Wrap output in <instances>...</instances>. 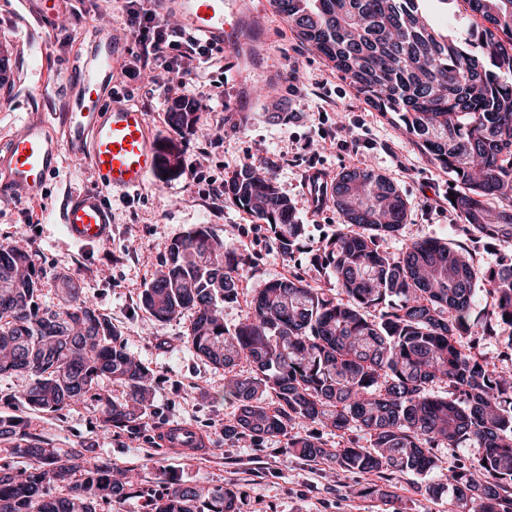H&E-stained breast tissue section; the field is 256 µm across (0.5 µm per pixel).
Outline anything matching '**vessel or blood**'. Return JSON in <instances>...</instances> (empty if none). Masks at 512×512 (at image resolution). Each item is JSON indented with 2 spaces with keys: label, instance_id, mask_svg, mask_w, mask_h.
I'll return each mask as SVG.
<instances>
[{
  "label": "vessel or blood",
  "instance_id": "obj_1",
  "mask_svg": "<svg viewBox=\"0 0 512 512\" xmlns=\"http://www.w3.org/2000/svg\"><path fill=\"white\" fill-rule=\"evenodd\" d=\"M162 14H177L184 29L225 48L231 63L250 60L259 17L246 0H155ZM126 34L102 30L72 81L64 119L24 122L19 134L0 144V194L34 199L63 156L88 162L97 175L94 187L65 195L55 221L73 243L112 240V210L107 199L143 187L158 167V134L146 112L112 94V64ZM193 429L166 426L160 440L167 448L195 439Z\"/></svg>",
  "mask_w": 512,
  "mask_h": 512
}]
</instances>
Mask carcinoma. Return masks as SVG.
<instances>
[{"instance_id": "carcinoma-1", "label": "carcinoma", "mask_w": 512, "mask_h": 512, "mask_svg": "<svg viewBox=\"0 0 512 512\" xmlns=\"http://www.w3.org/2000/svg\"><path fill=\"white\" fill-rule=\"evenodd\" d=\"M422 0H272L296 36L347 80L371 109L401 122L421 153L448 170L460 189L452 207L465 219L467 242L414 241L397 257L380 248L406 223L408 202L386 176L367 168L342 171L328 201L343 218L315 262L331 269L347 296L338 300L298 275L266 282L234 331L224 303L237 300L243 254L224 249L199 226L165 245L164 270L142 294L159 321L193 311V351L230 369L244 358L253 375L233 376L227 393L240 402L224 439L288 438V448L349 473L419 478L416 490L449 493L448 512H512V368L465 352L459 338L482 324L487 334L512 327V266L483 271L469 243L512 241V0H463L481 22L460 44L424 17ZM180 132L195 127L194 104L169 115ZM163 168L179 165L172 144L160 147ZM244 211L281 235L292 256L305 230L274 176L244 167L224 184ZM497 199L494 212L487 201ZM224 266L223 282L212 275ZM42 271L32 255L0 244V375L24 371L26 403L59 412L74 402L102 404L106 426L136 431L146 408L149 372L128 352L112 322L62 280V304L38 303ZM491 310L478 311L479 294ZM109 378L127 388L114 402L98 388ZM447 384L440 396L433 383ZM276 398L267 404V394ZM359 428L370 447H332L295 426ZM0 437L38 466L0 465V512H112V501L146 499L150 512H238L236 492L203 491L170 475L160 489L80 450L44 448L21 419L0 420ZM478 448V457L448 474V484L422 485L433 473V449ZM66 488L58 497L50 487Z\"/></svg>"}]
</instances>
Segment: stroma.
Here are the masks:
<instances>
[{
    "label": "stroma",
    "instance_id": "35a3bbf8",
    "mask_svg": "<svg viewBox=\"0 0 512 512\" xmlns=\"http://www.w3.org/2000/svg\"><path fill=\"white\" fill-rule=\"evenodd\" d=\"M251 6L263 18L255 67L239 88L229 70H195L200 121L193 130L178 135L168 123L180 94L176 83L149 73L114 77L113 93L146 112L162 140L176 141L181 166L151 176L138 191L110 199L111 243L73 245L54 222L64 192L93 186L95 176L86 162L65 157L36 199L0 196V244L27 251L42 268L43 306L60 305L58 277L71 276L151 372V404L139 417L136 434L107 428L90 400L59 413L29 407L21 397L29 384L24 373L0 376V418H25L43 447L84 449L111 462L113 469L133 470L146 487L172 473L190 486L234 489L239 512H448L447 498L421 496L413 477L405 474L392 476L397 499L388 507L362 496L370 476L289 453L285 437L225 441L224 428L234 424L238 402L224 395L223 370L187 345L191 314L159 322L141 304L142 291L163 266L165 245L199 224L209 225L227 247L248 258L240 272L239 297L223 308L227 328L243 320L255 289L268 280L298 274L312 287L340 294L331 271L312 262L314 250L342 222L332 205L311 208L305 180L314 169L330 181L343 169L370 167L398 186L409 214L399 234L384 244L390 253L418 239L463 237L464 220L449 203L454 187L448 171L431 164L389 117L370 109L297 38L271 0H252ZM421 8L450 36L466 37L470 22L464 0L448 5L423 0ZM27 12L25 0L0 7V65L9 76L0 86V143L19 133L31 117L61 124L64 89L80 55L97 30L124 29L121 0L106 8L98 0H63L55 15L26 27L20 17ZM234 112L249 115L238 130L230 120ZM352 135L359 137V147L348 145ZM247 165L273 172L305 226V247L291 258L281 255L266 224L224 192L225 184ZM173 423L195 428L208 447L159 449L157 435Z\"/></svg>",
    "mask_w": 512,
    "mask_h": 512
}]
</instances>
